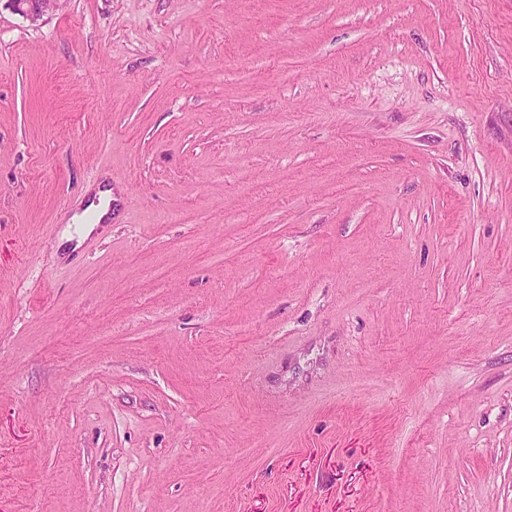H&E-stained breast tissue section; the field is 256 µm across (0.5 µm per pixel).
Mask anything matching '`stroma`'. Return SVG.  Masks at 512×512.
<instances>
[{
	"label": "stroma",
	"mask_w": 512,
	"mask_h": 512,
	"mask_svg": "<svg viewBox=\"0 0 512 512\" xmlns=\"http://www.w3.org/2000/svg\"><path fill=\"white\" fill-rule=\"evenodd\" d=\"M0 512H512V0H0ZM57 1L58 0H7V3L16 13L32 21H36L44 15L55 11Z\"/></svg>",
	"instance_id": "obj_1"
}]
</instances>
